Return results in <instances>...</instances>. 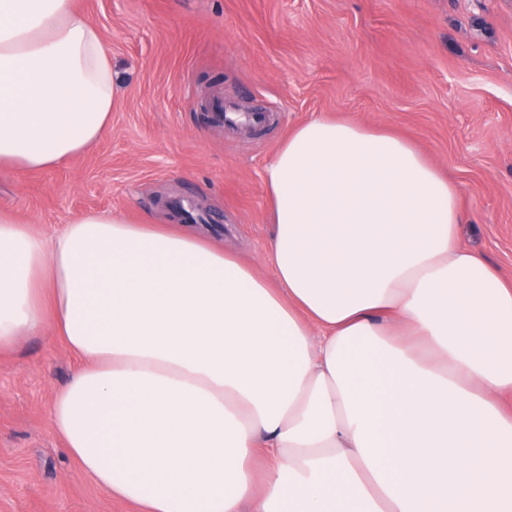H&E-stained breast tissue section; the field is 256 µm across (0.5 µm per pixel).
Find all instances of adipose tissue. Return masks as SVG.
<instances>
[{
	"label": "adipose tissue",
	"mask_w": 512,
	"mask_h": 512,
	"mask_svg": "<svg viewBox=\"0 0 512 512\" xmlns=\"http://www.w3.org/2000/svg\"><path fill=\"white\" fill-rule=\"evenodd\" d=\"M119 79L75 0H0V165L88 151ZM259 265L179 224L0 208V351L78 360L53 430L131 512H512V282L407 138L324 115L263 175Z\"/></svg>",
	"instance_id": "ef3b65f1"
}]
</instances>
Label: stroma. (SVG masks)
<instances>
[{"instance_id":"1","label":"stroma","mask_w":512,"mask_h":512,"mask_svg":"<svg viewBox=\"0 0 512 512\" xmlns=\"http://www.w3.org/2000/svg\"><path fill=\"white\" fill-rule=\"evenodd\" d=\"M121 78L112 122L86 154L0 168V206L51 233L117 210L196 230L262 260V176L295 126L329 115L410 138L459 189L462 244L512 279V0H78ZM270 115L251 137L200 100ZM77 362L51 332L0 356V512H128L95 490L55 436L49 403Z\"/></svg>"}]
</instances>
